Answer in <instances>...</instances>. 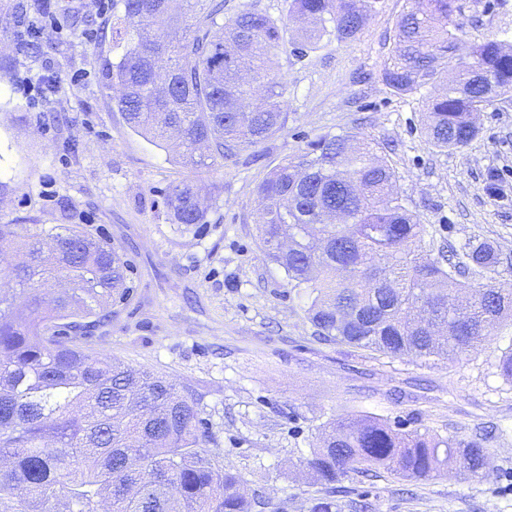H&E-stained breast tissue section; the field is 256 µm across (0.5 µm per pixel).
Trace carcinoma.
Returning <instances> with one entry per match:
<instances>
[{"mask_svg": "<svg viewBox=\"0 0 512 512\" xmlns=\"http://www.w3.org/2000/svg\"><path fill=\"white\" fill-rule=\"evenodd\" d=\"M103 68L128 129L154 143L179 132L181 162L211 167L281 131L287 85L281 50L352 40L372 0H289V17L245 10L218 23L221 0H116ZM460 0H412L398 22L383 82L397 94L445 82L426 104V132L439 148L466 145L471 115L512 92V53L497 40L472 47L473 65L448 80ZM309 20L288 38V19ZM211 30L187 37L194 22ZM376 144L324 135L274 168L257 186L266 257L310 300L322 341L424 361L463 354L505 320L512 289L466 290L459 277L503 264L487 242L462 260L432 256L427 229L395 190ZM172 221L189 230L211 208L189 178L169 186ZM0 224V260L25 250L0 277V512H254L270 502L241 492L242 477L216 464L198 404L164 376L132 368L96 348L92 328L131 300L129 264L80 224L33 228L19 240ZM65 280L69 291L42 292ZM482 476L489 454L425 427L403 430L370 416L324 425L299 460L329 489L351 473L384 468L430 479L448 464Z\"/></svg>", "mask_w": 512, "mask_h": 512, "instance_id": "1", "label": "carcinoma"}]
</instances>
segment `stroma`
Listing matches in <instances>:
<instances>
[{"instance_id": "obj_1", "label": "stroma", "mask_w": 512, "mask_h": 512, "mask_svg": "<svg viewBox=\"0 0 512 512\" xmlns=\"http://www.w3.org/2000/svg\"><path fill=\"white\" fill-rule=\"evenodd\" d=\"M0 0V224H87L131 263L132 300L114 308L98 350L167 377L201 411L217 464L240 474L248 494L278 512H309L319 487L298 466L317 429L372 414L403 429L482 437L490 465L478 480L459 468L407 481L384 470L352 474L340 512H512V383L497 369L512 325L475 349L425 363L319 340L302 293L264 255L257 186L284 160L325 134L377 143L396 189L435 250L458 259L465 243L488 241L512 259V93L476 116L465 146L440 149L424 129L433 86L396 95L382 80L406 0H376L347 42L322 41L304 58L279 55L288 85L280 132L224 164L190 170L172 151L127 129L102 69L112 24L95 0H52L54 28L27 49ZM88 17L76 28L72 15ZM456 54L489 39L512 40V0H462ZM54 83L34 103L17 81ZM80 83H72V76ZM191 178L211 193L206 223H172L166 193Z\"/></svg>"}]
</instances>
